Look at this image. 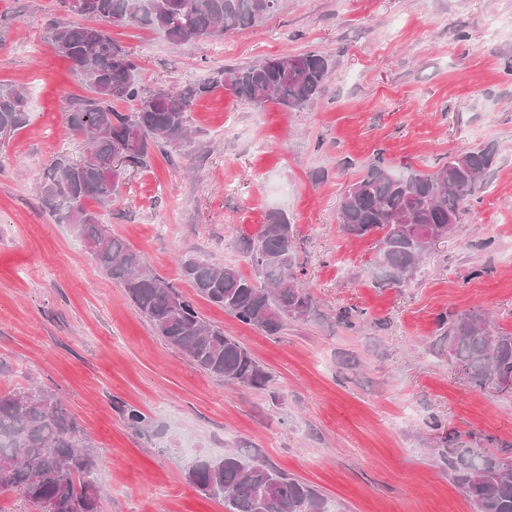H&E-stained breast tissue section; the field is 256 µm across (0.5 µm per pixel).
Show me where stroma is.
I'll return each instance as SVG.
<instances>
[{
  "label": "stroma",
  "instance_id": "35a3bbf8",
  "mask_svg": "<svg viewBox=\"0 0 512 512\" xmlns=\"http://www.w3.org/2000/svg\"><path fill=\"white\" fill-rule=\"evenodd\" d=\"M512 0H284L221 40L181 47L146 27L107 25L143 83L183 86L282 53L319 52L333 70L308 107L258 110L218 89L193 100L191 144L126 168L103 222L177 291L201 258L251 274L240 250L267 212L286 213L313 298L270 335L197 299L200 314L271 374L269 389L224 384L166 345L36 192L60 155L69 101L88 92L45 35L58 0H0V84L23 87L24 127L0 138V386L55 393L94 448L101 512H226L187 478L235 449L301 478L328 512H472L438 452L472 435L512 456V390L473 387L436 319L480 308L512 332V35L488 16ZM495 146L471 211L408 283H383L377 236L338 221L372 163L424 172ZM135 408L146 421L126 424Z\"/></svg>",
  "mask_w": 512,
  "mask_h": 512
}]
</instances>
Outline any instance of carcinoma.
I'll use <instances>...</instances> for the list:
<instances>
[{"label": "carcinoma", "instance_id": "cac0c4a2", "mask_svg": "<svg viewBox=\"0 0 512 512\" xmlns=\"http://www.w3.org/2000/svg\"><path fill=\"white\" fill-rule=\"evenodd\" d=\"M282 0H92L86 13L66 11L46 34L92 96L66 112L73 136L85 137L90 155L57 158L38 186L48 213L70 226L103 273L125 288L136 311L164 342L185 353L198 370L226 384L264 389L270 374L234 338L207 323L194 301L144 262L142 255L102 228L101 213L112 208L123 185L119 163L143 167L153 149L190 142L191 101L222 88L256 107L275 103L302 109L322 92L332 70L320 53L277 55L215 72L210 81L182 87L147 86L132 54L97 25L149 27L180 46L218 40L278 12ZM120 104L130 110L121 112ZM28 99L13 86H0V127L25 123ZM496 151L478 147L448 157L431 170L394 173L379 161L342 197L339 221L345 234H377L376 265L386 281L401 285L423 255L470 213ZM254 275L188 259L182 273L195 294L239 322L277 333L288 320L306 319L313 307L303 286L293 224L270 211L257 232L240 241ZM439 331L448 354L483 388L512 377V333L495 332L478 311L444 315ZM473 512H512V459L456 440L439 453ZM92 448L77 422L54 394L41 388L0 390V494L20 493L42 512H99L100 494L91 480ZM189 482L204 496L224 500L228 512H327L321 493L272 464L237 452L194 461Z\"/></svg>", "mask_w": 512, "mask_h": 512}]
</instances>
